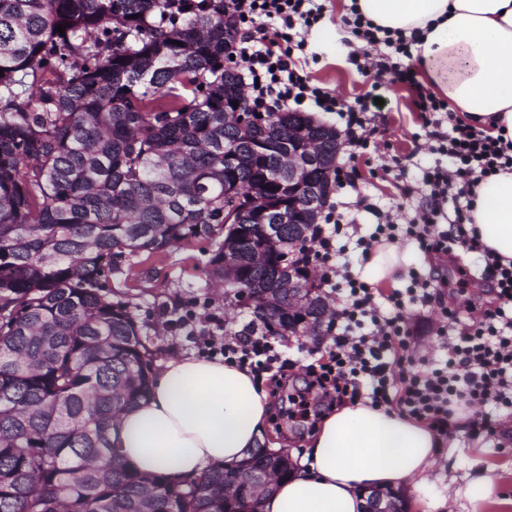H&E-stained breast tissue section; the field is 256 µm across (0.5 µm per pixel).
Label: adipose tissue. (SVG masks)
<instances>
[{
	"mask_svg": "<svg viewBox=\"0 0 512 512\" xmlns=\"http://www.w3.org/2000/svg\"><path fill=\"white\" fill-rule=\"evenodd\" d=\"M374 25L424 33L413 58L421 81L464 121L512 142V0H357ZM485 254L512 262V171L488 176L470 198ZM267 396L248 369L219 359H170L146 400L112 428L123 461L181 481L237 465L264 440ZM439 436L391 407L358 401L321 420L263 512H363L366 490L419 488Z\"/></svg>",
	"mask_w": 512,
	"mask_h": 512,
	"instance_id": "obj_1",
	"label": "adipose tissue"
}]
</instances>
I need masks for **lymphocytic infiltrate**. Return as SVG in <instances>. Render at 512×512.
<instances>
[{"instance_id":"1","label":"lymphocytic infiltrate","mask_w":512,"mask_h":512,"mask_svg":"<svg viewBox=\"0 0 512 512\" xmlns=\"http://www.w3.org/2000/svg\"><path fill=\"white\" fill-rule=\"evenodd\" d=\"M320 0H224V12L233 19L237 35L231 48L234 64L248 89L254 112H331L339 118L349 153L366 149L379 131L373 111L375 96L366 93L346 101L334 90L314 83L306 71V36L324 18ZM353 34L366 46L351 56L360 73L392 72L407 81L409 70L399 69L390 56L377 53L378 45L406 54L412 41L402 32L375 26L360 12L348 21ZM434 152L446 156L447 165L424 170L428 194L415 218L396 223L390 214L376 212L373 231L350 238L354 222L343 203L329 205L322 225L295 260L299 270L316 268L321 287L342 292L343 299L327 325L325 354L300 365L279 351L277 336L266 327L248 322L228 339L214 331L197 336L199 356L224 360L249 368L256 380H267L272 389L284 386L296 367H303L309 386L319 388L325 408L368 399L375 405L397 404L401 413L426 423L439 436L457 429L459 410L477 409L468 418L469 439L494 436V413L512 414V263L489 259L481 277L499 301L472 323H461L443 306V282L438 271L428 276L411 274L405 288L378 301L375 290L355 277L348 265L335 264L336 254L354 245L369 256L379 244L406 237L417 240L427 252L447 254L454 245L479 249L476 236L467 233L468 207L446 215L442 208L448 194L470 196L487 175L512 170V143L469 126L452 132H430ZM437 307L453 335L444 343L447 358L434 363L408 352L412 334L403 311L407 305Z\"/></svg>"}]
</instances>
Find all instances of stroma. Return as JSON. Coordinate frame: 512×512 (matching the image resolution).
Here are the masks:
<instances>
[{
	"label": "stroma",
	"mask_w": 512,
	"mask_h": 512,
	"mask_svg": "<svg viewBox=\"0 0 512 512\" xmlns=\"http://www.w3.org/2000/svg\"><path fill=\"white\" fill-rule=\"evenodd\" d=\"M324 6L320 27L327 30L328 36L323 40L314 34L309 37V49L315 55L307 67L311 77L349 101L371 90L383 99L379 113L385 131L375 145L355 157L341 152L337 158L352 161L360 190L370 203L381 210L397 211L405 218H412L419 199L403 198L399 190L402 181L418 182L423 169L444 163L445 158L430 152L426 146L425 130L413 105L410 87L389 74H360L350 63L352 33L343 23L348 13L346 0H324ZM213 250V244L200 241L173 248L161 261L128 254L119 262L120 273L110 276L111 298L128 305L152 364H160L175 355L194 353L190 339L171 331L167 325L187 303H197L200 315L223 318L224 331L228 334L251 320L249 309L234 306L233 295L225 294L223 288L209 281L205 265ZM128 268L135 272V280L125 279L123 272ZM496 421L497 434L487 443L473 444L460 435L454 447L438 449L422 487L407 495L409 512H418L415 503L420 498L432 501L433 512H512V507L499 503L502 495L512 496V417L502 414ZM477 457L496 465L501 481L492 499L482 502L476 510L461 491L471 479L472 461Z\"/></svg>",
	"instance_id": "stroma-1"
}]
</instances>
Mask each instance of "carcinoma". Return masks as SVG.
Here are the masks:
<instances>
[{"label":"carcinoma","instance_id":"carcinoma-1","mask_svg":"<svg viewBox=\"0 0 512 512\" xmlns=\"http://www.w3.org/2000/svg\"><path fill=\"white\" fill-rule=\"evenodd\" d=\"M234 37L224 0H0V512H260L241 472L271 464L262 448L174 483L129 468L111 439L150 383L137 324L106 295L118 259L210 240L216 284L286 304V270L224 271V188L272 219L291 201L308 230L320 214L288 191V137L322 156L308 180L336 169L331 126L225 115L242 100L224 67ZM292 239L286 224L260 243L250 213L237 226L246 253ZM253 314L297 332L274 304Z\"/></svg>","mask_w":512,"mask_h":512}]
</instances>
